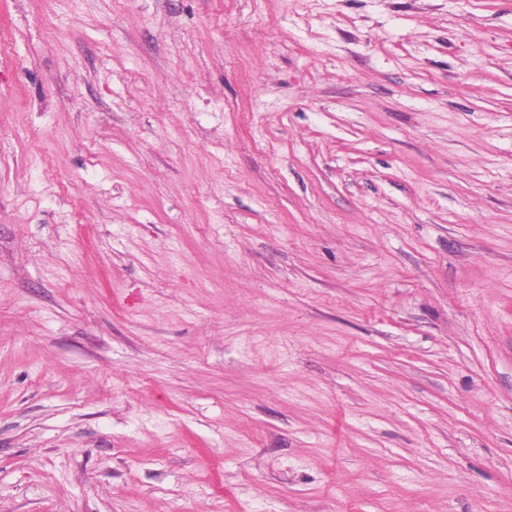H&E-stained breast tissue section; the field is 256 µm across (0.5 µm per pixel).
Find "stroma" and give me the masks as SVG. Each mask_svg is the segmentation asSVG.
Segmentation results:
<instances>
[{
  "instance_id": "1",
  "label": "stroma",
  "mask_w": 512,
  "mask_h": 512,
  "mask_svg": "<svg viewBox=\"0 0 512 512\" xmlns=\"http://www.w3.org/2000/svg\"><path fill=\"white\" fill-rule=\"evenodd\" d=\"M0 512H512V0H0Z\"/></svg>"
}]
</instances>
